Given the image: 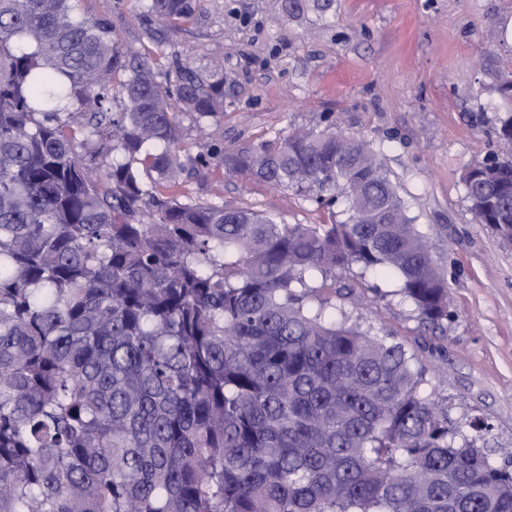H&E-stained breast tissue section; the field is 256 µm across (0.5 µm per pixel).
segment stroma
I'll use <instances>...</instances> for the list:
<instances>
[{"label": "stroma", "mask_w": 512, "mask_h": 512, "mask_svg": "<svg viewBox=\"0 0 512 512\" xmlns=\"http://www.w3.org/2000/svg\"><path fill=\"white\" fill-rule=\"evenodd\" d=\"M78 11L110 14L119 46L149 53L158 71L178 55L201 72L223 62L218 146L247 148L325 114L379 152L446 271L451 315L444 330L420 329L394 278L356 267L341 275L354 287L345 309L417 356L454 418L488 420L493 461L512 459V245L475 220L462 181L496 150L512 0H305L295 20L276 0H198L192 19L163 29L138 0H81ZM175 196L291 224L331 220L311 197L220 166L186 175Z\"/></svg>", "instance_id": "obj_1"}]
</instances>
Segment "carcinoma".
<instances>
[{"instance_id": "obj_1", "label": "carcinoma", "mask_w": 512, "mask_h": 512, "mask_svg": "<svg viewBox=\"0 0 512 512\" xmlns=\"http://www.w3.org/2000/svg\"><path fill=\"white\" fill-rule=\"evenodd\" d=\"M79 0H0V512H512V467L425 392L405 345L350 318L357 266L419 328L448 284L365 140L312 124L246 149L181 146L224 114V67L174 76ZM172 25L194 0H139ZM123 101L111 111L110 95ZM500 151L463 179L512 185ZM217 161L346 218L289 224L156 190Z\"/></svg>"}]
</instances>
